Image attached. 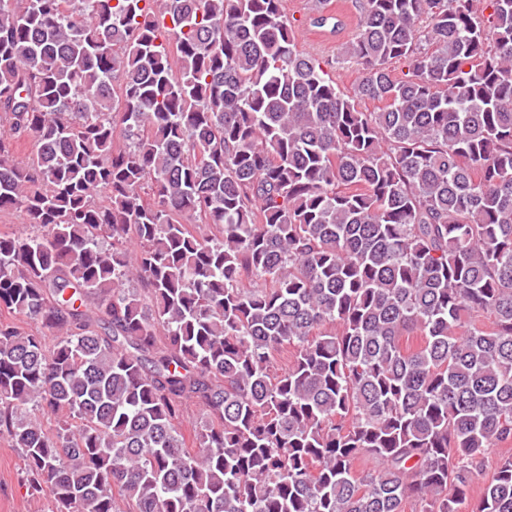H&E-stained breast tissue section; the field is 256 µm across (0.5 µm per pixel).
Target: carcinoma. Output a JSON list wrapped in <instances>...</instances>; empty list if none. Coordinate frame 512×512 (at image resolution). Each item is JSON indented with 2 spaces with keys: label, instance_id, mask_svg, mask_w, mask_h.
Instances as JSON below:
<instances>
[{
  "label": "carcinoma",
  "instance_id": "carcinoma-1",
  "mask_svg": "<svg viewBox=\"0 0 512 512\" xmlns=\"http://www.w3.org/2000/svg\"><path fill=\"white\" fill-rule=\"evenodd\" d=\"M355 3L347 94L284 0H0V438L49 512H459L512 442V0Z\"/></svg>",
  "mask_w": 512,
  "mask_h": 512
}]
</instances>
